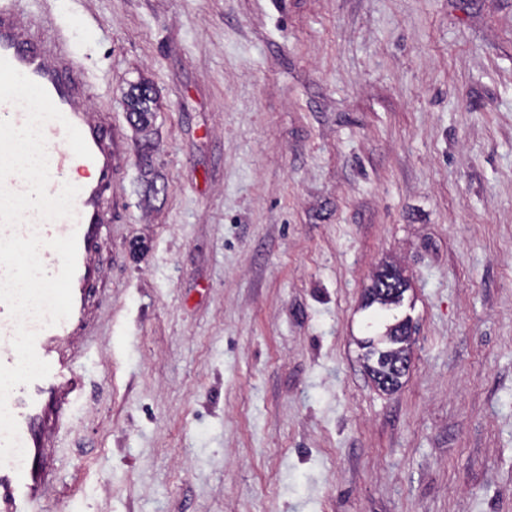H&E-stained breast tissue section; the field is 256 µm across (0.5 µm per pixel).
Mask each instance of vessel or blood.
I'll use <instances>...</instances> for the list:
<instances>
[{"label":"vessel or blood","mask_w":512,"mask_h":512,"mask_svg":"<svg viewBox=\"0 0 512 512\" xmlns=\"http://www.w3.org/2000/svg\"><path fill=\"white\" fill-rule=\"evenodd\" d=\"M38 23V18L22 10L17 0H0V57L41 85L65 117L64 122L50 121L44 126L51 151L48 191L57 193L69 170L76 165L92 170L94 176L80 187L74 201V217L41 221L31 213L19 228L23 235L38 231L45 240L40 258L48 274H55L60 269V259L49 247V240L75 235L77 258L70 316L53 326L38 321L30 324L37 333L36 353L49 363L51 372L44 379L16 387L8 398V409L18 424L19 441L29 448L33 462L22 469L0 465V512H33L43 484V474L36 464L45 446L40 429L59 417L53 409L52 397L62 390L73 394L80 391L65 343L70 337L85 335L92 323L85 292L102 276L96 252L100 228L110 220L102 201L112 189V174L124 148L122 138L112 130L111 113L94 115L80 106L81 98L89 92L90 81L76 58V49L69 36L57 28L45 37L26 35V28ZM68 122L82 133L90 157L73 153L64 129Z\"/></svg>","instance_id":"1"}]
</instances>
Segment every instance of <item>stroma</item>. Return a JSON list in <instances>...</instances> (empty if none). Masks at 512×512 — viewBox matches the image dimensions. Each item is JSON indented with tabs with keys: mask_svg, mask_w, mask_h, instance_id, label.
I'll use <instances>...</instances> for the list:
<instances>
[{
	"mask_svg": "<svg viewBox=\"0 0 512 512\" xmlns=\"http://www.w3.org/2000/svg\"><path fill=\"white\" fill-rule=\"evenodd\" d=\"M57 2L126 150L38 512H512V0ZM385 264L393 392L360 346ZM155 92L149 81L141 78L132 84L126 95V111L131 126L147 132L154 115ZM405 284L407 281L397 268L385 265L374 274L367 302L363 305L364 309L377 305L370 317L369 327L383 324L384 331L379 334L377 341L371 338L366 342L365 348L368 351L365 358L372 362L367 367L373 381L387 392L400 387L401 379L409 367L412 326L406 321L410 318L406 315L401 318L405 322H401L393 312L404 306L408 288H401L400 292L393 295L394 303L390 300L391 293Z\"/></svg>",
	"mask_w": 512,
	"mask_h": 512,
	"instance_id": "stroma-1",
	"label": "stroma"
}]
</instances>
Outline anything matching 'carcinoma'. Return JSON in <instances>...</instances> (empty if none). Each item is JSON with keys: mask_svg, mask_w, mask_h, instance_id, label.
<instances>
[{"mask_svg": "<svg viewBox=\"0 0 512 512\" xmlns=\"http://www.w3.org/2000/svg\"><path fill=\"white\" fill-rule=\"evenodd\" d=\"M155 92L149 81L141 78L132 84L126 95V111L131 126L145 132L151 126L154 115ZM407 284L400 271L392 265L381 267L373 277L363 308H374L368 326L383 325L378 339L366 342L368 370L379 388L387 392L397 390L405 376L410 361L412 326L400 321L391 307L390 295Z\"/></svg>", "mask_w": 512, "mask_h": 512, "instance_id": "carcinoma-1", "label": "carcinoma"}]
</instances>
